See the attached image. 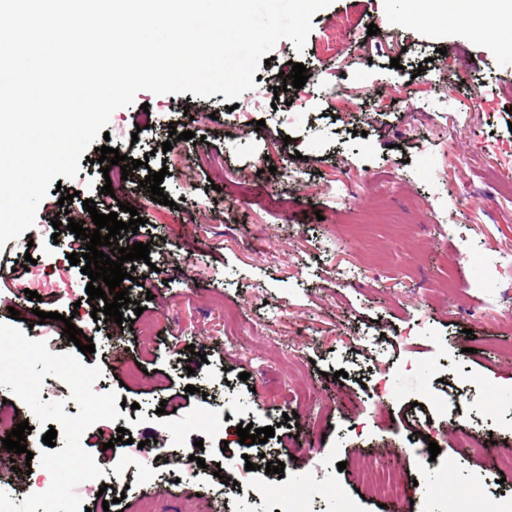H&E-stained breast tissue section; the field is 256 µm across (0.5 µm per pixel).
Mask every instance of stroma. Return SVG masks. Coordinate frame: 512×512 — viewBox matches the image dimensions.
Returning <instances> with one entry per match:
<instances>
[{
  "instance_id": "stroma-1",
  "label": "stroma",
  "mask_w": 512,
  "mask_h": 512,
  "mask_svg": "<svg viewBox=\"0 0 512 512\" xmlns=\"http://www.w3.org/2000/svg\"><path fill=\"white\" fill-rule=\"evenodd\" d=\"M414 7L333 0L313 15L303 52L276 44L238 98L233 126L211 117L227 104L221 93L142 91L112 113L97 146L148 160L115 189L126 206L118 218L129 221L136 207L146 224L135 240L152 249L136 261L130 289L143 313L128 308L122 323L101 325L94 352L62 340L65 316L81 329L104 305L88 303L80 266L67 265L70 293L15 298L30 277L24 256L65 263L70 231L44 228L55 194L32 228L0 248V323L101 366L105 386L126 401L121 421L82 437L97 458L119 429L132 437L121 485L100 495L77 488L90 512H140L146 498L154 512H480L484 499L512 493V470L499 467L512 449V400L502 398L512 390V289L490 272L498 253L512 252V166L500 163L512 152V31L480 40L472 29L497 26L491 12L435 25L415 19ZM343 20L348 31L326 47ZM292 62L309 78L284 92L279 74ZM334 83L343 96L330 94ZM259 120L263 128L248 131ZM173 128L201 141L180 158L179 174L165 176L164 206L140 182L162 169L163 142L180 148ZM95 155L87 149L78 174L61 181L80 195L65 202L69 213L105 184ZM294 167L303 179L289 189ZM337 181L353 186L348 203L330 198ZM442 199L448 221L437 224L431 206ZM452 275L461 291L445 289ZM135 366L143 372L132 380ZM339 370L340 383L331 378ZM170 395L175 412L159 413ZM374 397L383 418L367 409ZM209 402L232 424L274 427V437L255 450L235 431L216 435L200 417ZM457 410L479 447L457 446L448 422ZM292 411L290 428L282 420ZM420 418L435 431L409 445ZM147 439L177 449L202 441L205 465L189 473L160 461L144 477L138 444ZM431 441L440 452L421 464L416 450ZM259 452L284 462L283 475L243 481L225 465ZM363 463L400 477L401 499L379 504Z\"/></svg>"
}]
</instances>
